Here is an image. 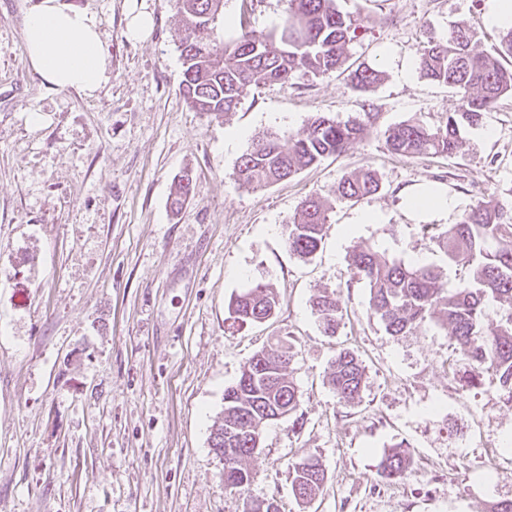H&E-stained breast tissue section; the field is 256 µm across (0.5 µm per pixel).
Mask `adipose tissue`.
Returning a JSON list of instances; mask_svg holds the SVG:
<instances>
[{"mask_svg": "<svg viewBox=\"0 0 512 512\" xmlns=\"http://www.w3.org/2000/svg\"><path fill=\"white\" fill-rule=\"evenodd\" d=\"M30 66L44 82L94 95L108 69L97 21L66 0H36L25 19Z\"/></svg>", "mask_w": 512, "mask_h": 512, "instance_id": "1", "label": "adipose tissue"}]
</instances>
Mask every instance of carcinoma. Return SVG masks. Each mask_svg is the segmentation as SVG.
<instances>
[{
    "label": "carcinoma",
    "mask_w": 512,
    "mask_h": 512,
    "mask_svg": "<svg viewBox=\"0 0 512 512\" xmlns=\"http://www.w3.org/2000/svg\"><path fill=\"white\" fill-rule=\"evenodd\" d=\"M172 5L183 27L180 92L192 109L216 117L235 111L252 85L285 89L299 70L315 75L339 71L356 38L357 26L336 9L335 0H287L273 31L242 26L229 39L218 23L224 0H172ZM477 43L476 30L455 25L446 39L430 40L421 48L422 75L454 89L459 104L436 126L408 120L388 127L384 138L390 152L407 158H450L464 145L463 129L480 124L512 94V28L499 32V47L493 53L475 51ZM348 77L353 89L364 91L381 81L382 72L359 65ZM367 117L365 113L339 122L317 114L295 131L256 136L237 161L235 181L243 187H265L338 156L363 135ZM191 184V174L183 172L171 196L172 211H181L189 201ZM381 190L378 174L367 167L342 177L333 200L306 198L287 224L289 251L302 259L313 256L336 205L356 203ZM420 231L464 270L458 287L448 288L433 265L397 262L371 245L353 251L351 281L369 288L368 312L392 336L406 335L426 322L448 327L451 345L470 364L463 386L474 387L483 373L491 372L512 400V187L478 200L454 224H423ZM494 302L505 303L508 309L491 318L487 308ZM278 304L274 289L258 284L230 300L229 319L240 326L266 322ZM312 310L324 332L336 333L343 320L340 294H317ZM292 358V346L283 339L278 350L253 354L236 382L224 389V417L212 429L210 441L224 456V488L235 494L250 488L252 474L246 462L259 447V423L271 414L291 416L298 410L297 388L288 374ZM364 380L362 361L354 352L341 350L329 372L339 401L355 402ZM411 465V455L399 444L380 457L377 475L397 481ZM288 473L292 492L303 504L316 498L326 480L319 459L308 452L289 464Z\"/></svg>",
    "instance_id": "carcinoma-1"
}]
</instances>
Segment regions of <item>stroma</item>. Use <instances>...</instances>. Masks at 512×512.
Wrapping results in <instances>:
<instances>
[{
  "label": "stroma",
  "mask_w": 512,
  "mask_h": 512,
  "mask_svg": "<svg viewBox=\"0 0 512 512\" xmlns=\"http://www.w3.org/2000/svg\"><path fill=\"white\" fill-rule=\"evenodd\" d=\"M34 2L0 0V512H244L248 498L276 499L281 512H491L512 500V401L495 375L462 387L448 369L467 363L446 327L391 336L368 316L367 288L348 282L353 250L372 244L440 268L457 287L463 270L420 234L408 193L440 185L457 203L453 222L512 187V95L466 130L453 158H405L384 145L390 125H435L457 106L454 90L421 75L419 50L465 23L478 50L493 51L487 0H336L359 26L350 64L382 71L381 82L363 92L346 75L300 71L285 90L250 87L221 118L190 109L179 92L169 0H68L96 16L109 59L90 97L49 86L29 66L23 28ZM284 8L224 0L226 14L258 32ZM139 12L152 30L133 39L127 25ZM363 112L376 118L342 155L262 189L234 180L254 136ZM365 166L382 190L337 206L317 253L293 255L287 223L301 202L333 198ZM186 170L193 191L175 214L169 197ZM368 209L380 223H357ZM259 282L278 293L275 315L232 326L231 297ZM322 290L340 292L345 308L333 335L311 309ZM283 338L295 354L300 420L264 427L242 498L224 488L210 433L225 387ZM343 349L366 371L351 404L328 383ZM397 444L414 462L389 483L376 464ZM305 451L326 474L309 504L295 499L288 474Z\"/></svg>",
  "instance_id": "stroma-1"
}]
</instances>
